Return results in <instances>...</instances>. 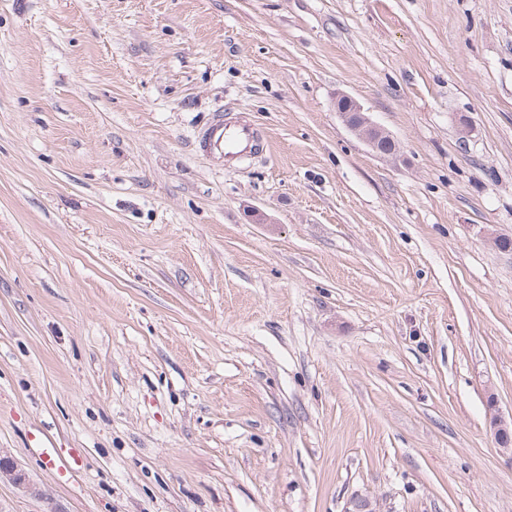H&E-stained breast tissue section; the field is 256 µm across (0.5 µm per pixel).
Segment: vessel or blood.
<instances>
[{"label":"vessel or blood","instance_id":"obj_1","mask_svg":"<svg viewBox=\"0 0 512 512\" xmlns=\"http://www.w3.org/2000/svg\"><path fill=\"white\" fill-rule=\"evenodd\" d=\"M194 147L199 152L236 164L266 151L269 144L260 129L219 110L198 129Z\"/></svg>","mask_w":512,"mask_h":512}]
</instances>
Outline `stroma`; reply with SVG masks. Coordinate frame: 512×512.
Listing matches in <instances>:
<instances>
[{
    "label": "stroma",
    "mask_w": 512,
    "mask_h": 512,
    "mask_svg": "<svg viewBox=\"0 0 512 512\" xmlns=\"http://www.w3.org/2000/svg\"><path fill=\"white\" fill-rule=\"evenodd\" d=\"M499 237L512 0H0V512H512ZM336 112L346 127L372 151L383 155L395 154L397 150L395 141L367 117L363 105L358 100L347 94L338 93L336 95ZM389 146L392 147L390 151L383 149ZM193 144L197 151L232 164L269 148L260 129L224 114V110L214 112L198 129Z\"/></svg>",
    "instance_id": "1"
}]
</instances>
